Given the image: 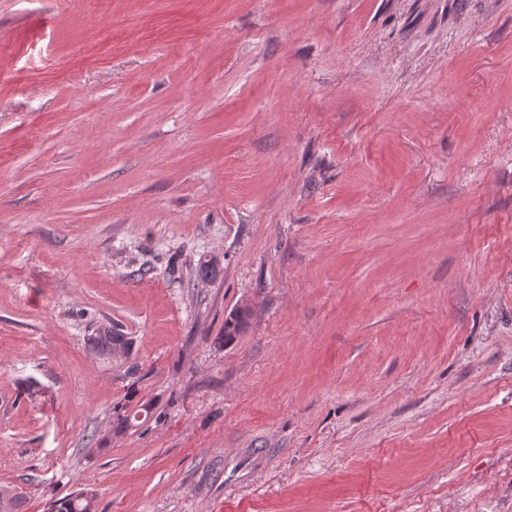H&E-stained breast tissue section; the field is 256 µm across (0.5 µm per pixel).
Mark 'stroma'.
<instances>
[{"instance_id":"obj_1","label":"stroma","mask_w":512,"mask_h":512,"mask_svg":"<svg viewBox=\"0 0 512 512\" xmlns=\"http://www.w3.org/2000/svg\"><path fill=\"white\" fill-rule=\"evenodd\" d=\"M0 485L512 512V0H0ZM250 312L246 308H240L230 314L224 321V331L219 338L224 344L232 343L241 332L248 326ZM98 335L99 336H94V343L92 344L93 349L109 354H112V352L117 349L128 350V341L126 336H123L115 329L103 330L101 333H98ZM264 456L253 453L248 448H239L232 457H224L226 471L230 469V476L240 484H246L252 480L253 475L263 466Z\"/></svg>"}]
</instances>
